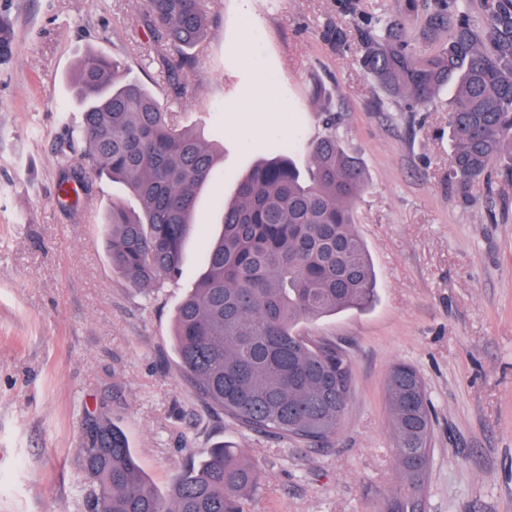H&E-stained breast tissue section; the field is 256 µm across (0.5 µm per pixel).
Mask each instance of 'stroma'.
Segmentation results:
<instances>
[{"label": "stroma", "instance_id": "1", "mask_svg": "<svg viewBox=\"0 0 512 512\" xmlns=\"http://www.w3.org/2000/svg\"><path fill=\"white\" fill-rule=\"evenodd\" d=\"M406 3L209 0L196 90L178 98L138 23L145 0H0L15 22L13 55L0 64V512H83L88 409L124 431L159 489L222 443L261 477L244 512H379L400 480L384 399L396 362L418 372L434 412L426 512H512V170L493 166V196L477 186L463 200L448 181L451 89L406 112L361 69L362 33L381 13L419 52L438 47L442 33ZM90 51L123 61L179 123L223 128L217 167L228 197L284 138L306 165L320 113L335 115L364 172L356 230L378 299L307 327L352 366V395L329 442L242 428L179 383L175 308L221 230V207L202 190L186 274L158 297L113 272L103 221L128 195L69 149L82 117L70 77ZM317 80L326 91L318 102ZM269 89L287 110L244 109Z\"/></svg>", "mask_w": 512, "mask_h": 512}]
</instances>
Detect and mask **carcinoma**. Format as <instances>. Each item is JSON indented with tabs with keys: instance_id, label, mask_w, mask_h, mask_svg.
I'll return each mask as SVG.
<instances>
[{
	"instance_id": "obj_1",
	"label": "carcinoma",
	"mask_w": 512,
	"mask_h": 512,
	"mask_svg": "<svg viewBox=\"0 0 512 512\" xmlns=\"http://www.w3.org/2000/svg\"><path fill=\"white\" fill-rule=\"evenodd\" d=\"M426 25L448 37L430 56L417 53L387 16L363 37L359 64L406 112L453 86L448 181L467 193L489 169H512V0H484L476 21L468 0H422ZM140 23L163 47L162 73L187 93L192 50L208 35L206 0H146ZM14 21L0 11V63L10 58ZM73 90L83 106L69 148L98 177L122 185L138 202L108 213L112 270L153 293L184 274L183 247L198 191L217 184L216 144L176 124L147 87L120 76V63L89 52L77 63ZM303 173L279 154L257 162L223 204L221 232L206 252L194 287L176 308L174 342L181 383L208 411L250 430L322 444L339 429L352 390L348 356L306 334L302 324L345 311L363 312L377 281L354 204L364 173L344 150L336 117L320 114ZM385 405L400 483L379 512H424L432 453L431 409L416 370L390 368ZM83 425L80 449L85 512H242L260 484L243 454L222 443L183 471L167 493L141 468L124 432L102 412Z\"/></svg>"
}]
</instances>
